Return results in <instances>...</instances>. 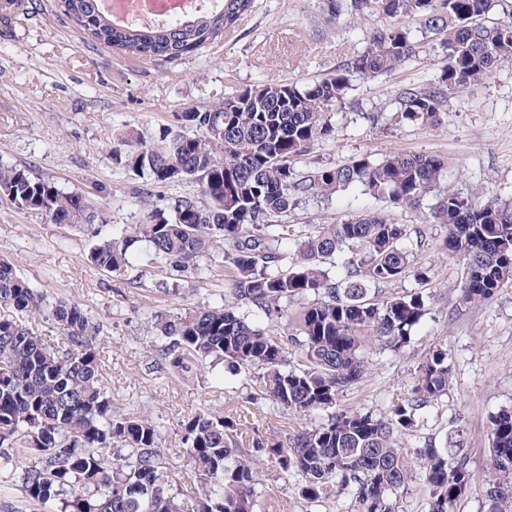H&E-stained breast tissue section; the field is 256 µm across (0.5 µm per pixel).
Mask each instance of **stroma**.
<instances>
[{"instance_id": "stroma-1", "label": "stroma", "mask_w": 512, "mask_h": 512, "mask_svg": "<svg viewBox=\"0 0 512 512\" xmlns=\"http://www.w3.org/2000/svg\"><path fill=\"white\" fill-rule=\"evenodd\" d=\"M328 0H255L234 31L218 42L175 60L146 61L95 43L65 14L61 0H0V164L26 167L67 192L86 197L99 215L75 229L48 223L0 198V252L31 287L51 300L82 305L98 330L104 381L114 403L154 421L167 460L182 446V423L204 406L238 418L237 442L250 449L255 432L280 438L324 422L326 412L296 418L261 399V373L220 366L193 379L170 376L160 364L157 315L223 305L230 273L221 249H213L204 272L177 274L145 265L105 272L85 259L100 235L142 223L147 212L166 209L197 186L184 180L155 184L112 160L117 132L138 131L156 139L177 127L184 108L207 105L252 85L288 80L313 82L335 73L363 51L382 16L343 9L331 15ZM443 66L436 42L393 73L353 79L345 99L330 112L333 135L316 142L295 164L299 173L366 156L433 155L445 166L440 194L461 193L483 204L512 202V60L464 92L452 95L437 127L400 123L384 130L370 114L390 119L402 89L433 82ZM382 211L407 225L412 270L384 286L383 295L422 292L428 311L408 346L391 350L366 339L365 375L339 393L340 410L387 416L408 397L430 349L448 350L447 395L419 412L400 439L411 477L393 500L395 512H429L423 464L416 449L444 446L463 432L473 481L456 512H488L484 491L489 418L512 406V287L490 300L462 303L466 271L441 248L446 225L429 220L427 208L401 209L372 201L351 188L329 197L303 199L289 223L313 230L350 218L359 209ZM424 278H417V271ZM301 473L275 464L256 466V512H359L355 488L325 498H302Z\"/></svg>"}]
</instances>
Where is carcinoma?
Instances as JSON below:
<instances>
[{"label":"carcinoma","mask_w":512,"mask_h":512,"mask_svg":"<svg viewBox=\"0 0 512 512\" xmlns=\"http://www.w3.org/2000/svg\"><path fill=\"white\" fill-rule=\"evenodd\" d=\"M254 0H220L190 19L160 27L118 24L99 0H63L64 11L95 42L151 61L176 60L214 42L252 11ZM491 0H349L387 25L366 49L336 73L312 84L260 83L232 96L178 113L181 129H164L147 144L129 131L115 160L158 184L190 179L198 194L174 200L170 213L104 237L88 261L104 271L132 264L144 242L150 260L176 271L203 270L221 245L233 271L232 300L174 318H156L165 339L164 360L174 376L227 362L262 372L265 399L294 415L332 410L327 421L286 440L252 437L251 448L284 473L304 478L302 497L315 502L336 485L356 486L361 512H394L392 496L408 482L399 435L419 411L448 393L447 350L426 354L411 396L388 416L334 411L339 391L365 373L362 349L374 337L397 350L411 342L427 314L420 292L377 298L379 288L404 276L410 263L408 229L375 212L297 233L282 218L307 195L330 196L349 188L396 207L418 209L431 197L430 217L448 225L443 250L467 269L461 299L480 304L512 284V203L483 205L460 193H436L444 162L429 155L395 153L376 161L360 157L339 167L299 174L294 162L331 136L326 113L343 100L353 77L375 78L418 54L407 26L424 28L445 53L432 84L400 92V121L434 126L448 97L480 82L512 58V20L489 21ZM0 195L52 224L82 227L98 215L79 193L65 192L27 169L0 164ZM295 249H280L284 238ZM342 259V273L331 269ZM313 297L294 317L288 341L308 361L285 369L281 340L237 312L246 306L272 322L296 297ZM0 470L22 468V489L37 512H254L255 458L235 448L238 423L199 409L182 424L181 457L200 488L186 502L172 492L160 434L150 420L112 402L101 372L95 328L77 303L48 301L0 257ZM47 320L58 330L52 346L35 330ZM485 495L489 512H512V407L491 417ZM417 450L423 463L429 512H450L470 488L473 474L459 440L449 448ZM34 461L26 463L27 454Z\"/></svg>","instance_id":"obj_1"}]
</instances>
